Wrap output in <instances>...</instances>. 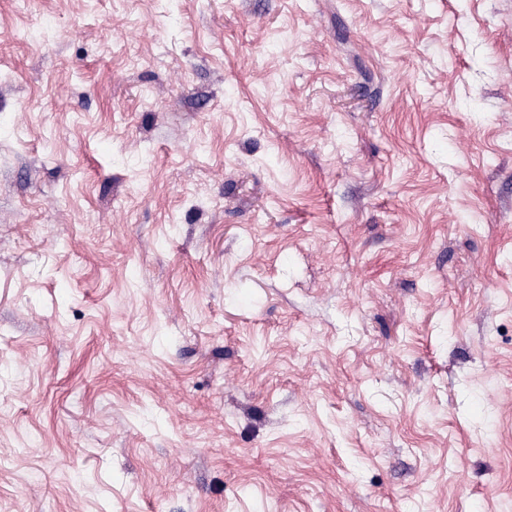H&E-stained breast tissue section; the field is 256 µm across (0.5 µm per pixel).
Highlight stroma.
I'll use <instances>...</instances> for the list:
<instances>
[{"mask_svg":"<svg viewBox=\"0 0 512 512\" xmlns=\"http://www.w3.org/2000/svg\"><path fill=\"white\" fill-rule=\"evenodd\" d=\"M0 512H512V0H0Z\"/></svg>","mask_w":512,"mask_h":512,"instance_id":"35a3bbf8","label":"stroma"}]
</instances>
